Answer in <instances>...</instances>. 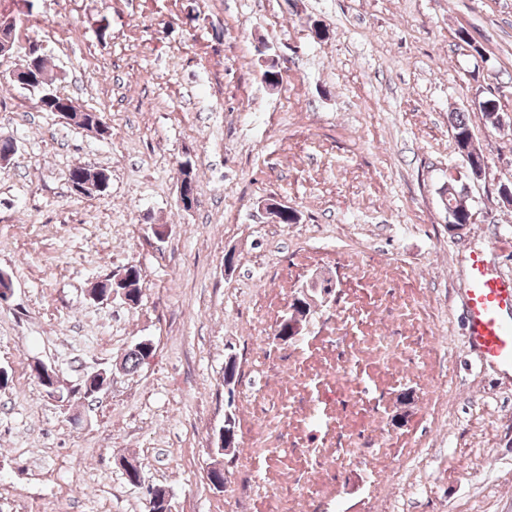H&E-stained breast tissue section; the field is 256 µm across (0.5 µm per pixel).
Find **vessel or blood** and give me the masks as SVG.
<instances>
[{
  "label": "vessel or blood",
  "instance_id": "obj_1",
  "mask_svg": "<svg viewBox=\"0 0 512 512\" xmlns=\"http://www.w3.org/2000/svg\"><path fill=\"white\" fill-rule=\"evenodd\" d=\"M463 314L468 340L482 364L512 375V279L479 254L470 260Z\"/></svg>",
  "mask_w": 512,
  "mask_h": 512
}]
</instances>
